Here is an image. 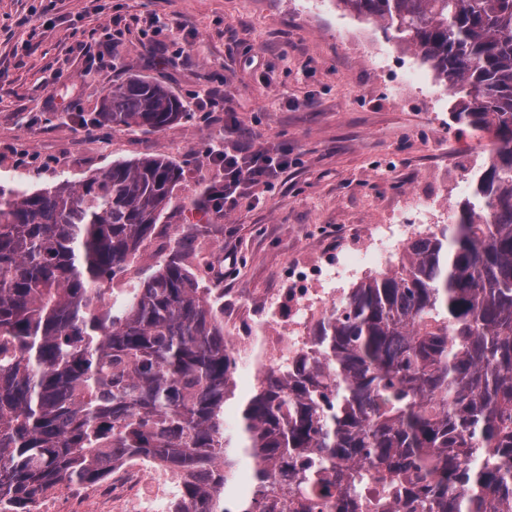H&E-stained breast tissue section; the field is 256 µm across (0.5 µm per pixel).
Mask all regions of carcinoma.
Wrapping results in <instances>:
<instances>
[{"mask_svg":"<svg viewBox=\"0 0 512 512\" xmlns=\"http://www.w3.org/2000/svg\"><path fill=\"white\" fill-rule=\"evenodd\" d=\"M430 63L491 147L449 225L350 289L224 431L237 360L197 224L116 304L183 170L148 155L0 194V512L128 458L183 476L168 512H512V0H339ZM166 86H110L79 127L179 122ZM249 496L231 497L242 461ZM289 495L281 496V480Z\"/></svg>","mask_w":512,"mask_h":512,"instance_id":"1","label":"carcinoma"}]
</instances>
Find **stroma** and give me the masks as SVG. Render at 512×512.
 <instances>
[{"label": "stroma", "instance_id": "35a3bbf8", "mask_svg": "<svg viewBox=\"0 0 512 512\" xmlns=\"http://www.w3.org/2000/svg\"><path fill=\"white\" fill-rule=\"evenodd\" d=\"M101 50L112 67L88 77L89 55ZM407 55L381 23L340 0H0V187L76 185L119 160L169 157L184 175L162 221L203 225L222 242L225 306L252 313L279 287L284 264L308 250L334 255L336 276L322 286L342 296L392 267L409 241L391 214L396 202L430 192L447 165L459 180L441 193L464 201L488 150L482 134L459 146L451 110L428 90V64L415 61L417 90L397 103L377 66L398 72ZM132 75L168 87L187 120L86 136L73 114L93 116L105 89ZM211 87L229 100L207 110ZM228 106L255 143L287 150L291 163L262 205L225 218L189 202L220 175L202 152L223 140ZM384 222L392 232L378 249L348 252Z\"/></svg>", "mask_w": 512, "mask_h": 512}]
</instances>
